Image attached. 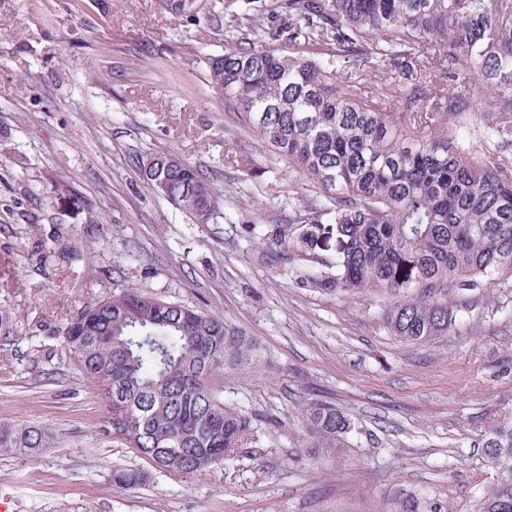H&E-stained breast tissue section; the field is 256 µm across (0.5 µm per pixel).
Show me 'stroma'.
<instances>
[{"mask_svg": "<svg viewBox=\"0 0 512 512\" xmlns=\"http://www.w3.org/2000/svg\"><path fill=\"white\" fill-rule=\"evenodd\" d=\"M0 0V420L37 422L59 445L0 453V512H478L494 484L481 447L512 418V279L456 301V326L397 339L381 294L329 293L336 227L313 224L323 191L253 134L209 82L239 19L275 22L269 0ZM158 151L206 173L218 200L195 224L136 165ZM292 241L279 248L272 231ZM312 233V244L300 243ZM68 250L74 260L43 262ZM136 288L243 330L254 365L213 382L253 419L231 460L156 467L99 433L107 405L62 331L96 298ZM316 400L355 418L340 456L303 447ZM146 485L113 483L118 468ZM112 481L127 489H135L146 484L149 479V473L143 469L118 468L112 473Z\"/></svg>", "mask_w": 512, "mask_h": 512, "instance_id": "35a3bbf8", "label": "stroma"}]
</instances>
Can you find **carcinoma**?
<instances>
[{
	"label": "carcinoma",
	"mask_w": 512,
	"mask_h": 512,
	"mask_svg": "<svg viewBox=\"0 0 512 512\" xmlns=\"http://www.w3.org/2000/svg\"><path fill=\"white\" fill-rule=\"evenodd\" d=\"M279 29L249 17L211 60L209 81L300 177L326 193L312 223L336 225V272L313 277L329 292H379L386 328L423 342L455 325L448 299L512 279V0H287ZM319 57L306 56L310 48ZM359 58L348 75L342 59ZM438 59L440 67H429ZM371 70L373 78H364ZM494 88L489 96L483 87ZM491 148L461 131L472 117ZM150 188L195 224L217 205L206 175L170 152ZM0 302V343L15 341ZM65 346L109 403L107 439L169 471L194 474L234 456L253 418L210 385L227 366H250L243 331L136 288L87 303L67 319ZM303 443L324 455L349 447L352 417L323 401L302 411ZM54 447L49 429L0 421V452ZM496 479L479 512H512V419L482 442ZM143 469L112 481L146 484Z\"/></svg>",
	"instance_id": "cac0c4a2"
}]
</instances>
